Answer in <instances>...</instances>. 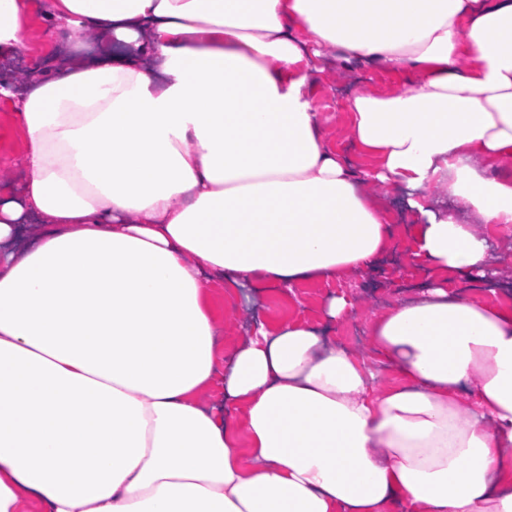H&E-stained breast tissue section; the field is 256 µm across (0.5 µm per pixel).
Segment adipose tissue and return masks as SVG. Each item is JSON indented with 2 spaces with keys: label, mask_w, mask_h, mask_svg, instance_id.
<instances>
[{
  "label": "adipose tissue",
  "mask_w": 512,
  "mask_h": 512,
  "mask_svg": "<svg viewBox=\"0 0 512 512\" xmlns=\"http://www.w3.org/2000/svg\"><path fill=\"white\" fill-rule=\"evenodd\" d=\"M109 43L0 94L24 134L0 198V512H512V0H45ZM28 0H0V56ZM345 97L355 169L307 80ZM405 190L430 277L364 349L255 313L225 353L222 288L359 274ZM466 282L453 290L449 276ZM359 77L356 73L340 69H327L319 75L309 88L313 107L317 112H324L328 118L325 132L329 143L351 158L358 165L368 167L365 159L353 144L347 128V117L340 99L341 90L347 86L357 85ZM410 84L404 77L394 76L384 71H376L361 86L376 92L388 93L407 90L410 88ZM372 190L376 192L380 199L386 202L393 224H397L396 226L399 231L403 232L406 227L411 226L409 225L411 219L408 213L402 210L401 201L391 189L372 187Z\"/></svg>",
  "instance_id": "adipose-tissue-1"
}]
</instances>
